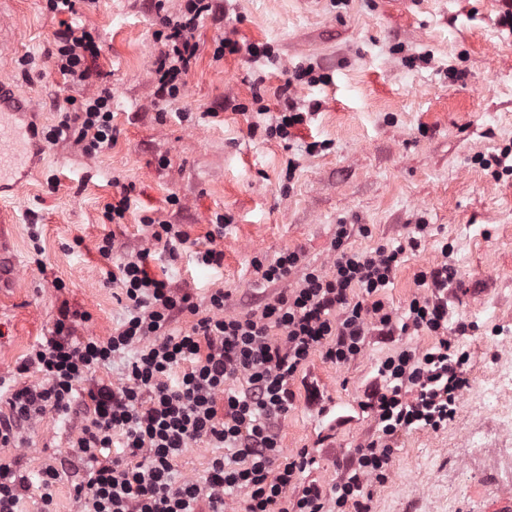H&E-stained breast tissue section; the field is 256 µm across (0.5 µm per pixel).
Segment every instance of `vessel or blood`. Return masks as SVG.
I'll return each instance as SVG.
<instances>
[{
  "label": "vessel or blood",
  "instance_id": "vessel-or-blood-1",
  "mask_svg": "<svg viewBox=\"0 0 512 512\" xmlns=\"http://www.w3.org/2000/svg\"><path fill=\"white\" fill-rule=\"evenodd\" d=\"M26 95L0 81V183L12 179L28 164L30 127L21 125L27 112Z\"/></svg>",
  "mask_w": 512,
  "mask_h": 512
}]
</instances>
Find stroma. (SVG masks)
<instances>
[{"label": "stroma", "mask_w": 512, "mask_h": 512, "mask_svg": "<svg viewBox=\"0 0 512 512\" xmlns=\"http://www.w3.org/2000/svg\"><path fill=\"white\" fill-rule=\"evenodd\" d=\"M223 3L226 20L204 21L195 33L200 52L182 95L160 104L152 60L162 45L152 37L158 19L147 0H77L68 21L91 28L100 46L94 74L80 86L48 56L60 25L46 0H0V78L30 95L41 130L57 125L71 100L105 88L116 130L112 146L92 157L70 135L46 144L22 188L0 192V258L16 268L0 297V376L18 386L37 381L17 366L61 307L89 314L79 335L110 336L126 310L107 274L114 260L140 249L152 252L151 272L189 291L201 312L221 288L225 314L242 315L295 287L307 267L330 268L337 225L366 226L347 244L369 250L398 245L412 225L426 224L429 236L407 251L383 296L404 308L420 271L444 258L455 265L448 321L475 325L457 339L470 356V386L446 428L399 439L369 512H494L499 493L512 492V421L480 398L491 388L512 407V386L497 373L512 362V175L491 163L512 148V29L499 23L502 0ZM225 37L268 43L275 59L215 58ZM307 63L324 81L286 87L288 72ZM284 90L301 104L321 103L286 143L265 132ZM123 186L130 208L114 224L105 211ZM218 213L226 223L214 243ZM148 217L188 232L176 255L152 240ZM108 235L114 247L106 259L98 247ZM213 244L224 252L221 265H198L196 253ZM288 251L300 254L298 266L282 282L265 283L253 259L269 264ZM432 343L423 332L393 342L374 336L342 367L313 356L282 426L283 453L314 450L312 478L335 483L337 456L372 433L361 403L381 360ZM309 382L319 402L309 403ZM85 417L79 406L66 417L46 414L25 429L24 447H0V461L32 473L58 469L53 512L81 510L74 487L82 464L71 444Z\"/></svg>", "instance_id": "stroma-1"}]
</instances>
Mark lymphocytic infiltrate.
<instances>
[{"mask_svg":"<svg viewBox=\"0 0 512 512\" xmlns=\"http://www.w3.org/2000/svg\"><path fill=\"white\" fill-rule=\"evenodd\" d=\"M160 15L157 40L164 48L153 62L159 100L179 97L200 45L195 31L210 19L223 21L219 0H186L170 15L163 0H151ZM99 45L91 30L65 25L55 34L51 57L70 83L90 75ZM72 134L85 155L111 145L112 93L102 90L59 116L44 139ZM429 232L415 225L404 244L370 251L348 248L351 230L336 227L331 269L313 267L297 287L280 291L260 312L224 314L227 294L209 297L210 313L197 317L188 292L148 270L150 249L123 258L118 282L127 316L101 339L76 333L77 313L61 308L50 336L37 342L17 367L37 383L21 387L0 378V447L24 444L25 427L47 413L69 415L82 405L88 418L73 441L86 464L76 485L82 512H224L239 498L243 512H368L375 485L390 474L397 438L423 428L437 431L455 416L469 385L466 354L453 334L469 325H448V292L458 271L441 261L416 278L421 292L407 308L393 309L382 297L404 261ZM196 315L185 330L177 316ZM424 332L434 339L422 352L398 348L377 368V380L362 403L374 432L344 451V474L331 486L312 480L316 458L309 449L283 455L280 426L296 401L294 382L313 355L344 366L359 359L368 336ZM135 355L119 381L97 378L115 356ZM220 448L199 479L179 476L175 463L192 443ZM59 478L48 467L31 474L0 463V512H19L31 490L53 502Z\"/></svg>","mask_w":512,"mask_h":512,"instance_id":"f902f5d3","label":"lymphocytic infiltrate"}]
</instances>
